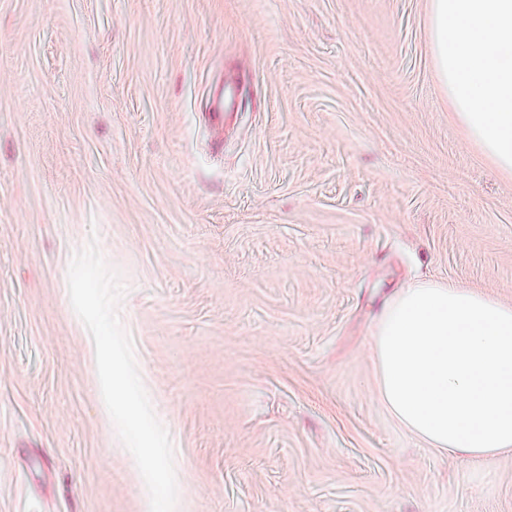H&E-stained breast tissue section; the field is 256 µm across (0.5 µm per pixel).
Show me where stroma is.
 Wrapping results in <instances>:
<instances>
[{
	"instance_id": "obj_1",
	"label": "stroma",
	"mask_w": 512,
	"mask_h": 512,
	"mask_svg": "<svg viewBox=\"0 0 512 512\" xmlns=\"http://www.w3.org/2000/svg\"><path fill=\"white\" fill-rule=\"evenodd\" d=\"M430 24L431 0H0V512H149L68 296L92 241L176 512H512V454L428 448L373 389L402 288L512 305V174Z\"/></svg>"
}]
</instances>
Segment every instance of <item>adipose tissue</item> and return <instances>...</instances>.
<instances>
[{"label":"adipose tissue","instance_id":"obj_1","mask_svg":"<svg viewBox=\"0 0 512 512\" xmlns=\"http://www.w3.org/2000/svg\"><path fill=\"white\" fill-rule=\"evenodd\" d=\"M371 348L375 393L415 438L472 460L512 453V305L418 283L390 305Z\"/></svg>","mask_w":512,"mask_h":512}]
</instances>
